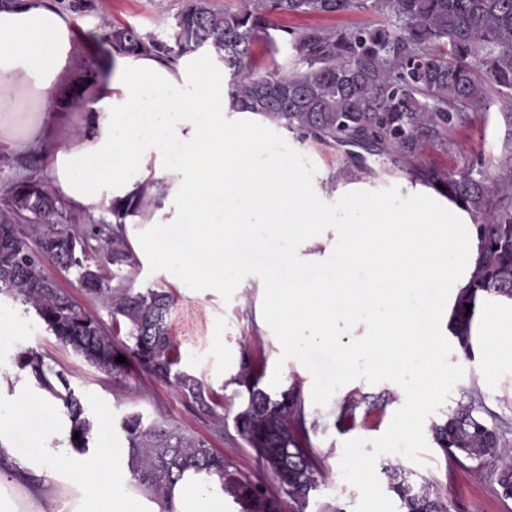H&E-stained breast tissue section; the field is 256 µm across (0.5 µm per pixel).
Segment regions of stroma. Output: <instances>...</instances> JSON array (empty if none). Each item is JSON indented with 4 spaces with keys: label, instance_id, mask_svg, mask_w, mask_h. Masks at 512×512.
Returning <instances> with one entry per match:
<instances>
[{
    "label": "stroma",
    "instance_id": "1",
    "mask_svg": "<svg viewBox=\"0 0 512 512\" xmlns=\"http://www.w3.org/2000/svg\"><path fill=\"white\" fill-rule=\"evenodd\" d=\"M59 11L80 23L78 34L89 53L108 54L106 38L115 25H130L144 33L168 30L182 10L184 0H50ZM512 139L497 110L486 121H475L466 133H448V149H427L426 157L458 172L483 160L494 165L504 144ZM265 156H283L297 167L325 183L343 162L340 151L316 143L299 142L285 128L266 127ZM44 160L36 155H19L0 146V202L9 187L23 179H43ZM370 207L385 206L399 212L412 211L418 204L405 175L388 174L368 179ZM46 272L104 330H111L112 315L103 298L87 295L73 274L55 266ZM112 292L162 288L174 301L170 333L180 355V366L201 378L213 391V412H198L190 398L175 388L143 373L111 376L96 370L70 347L57 340L35 312L22 302L0 298V377L17 375L14 359L18 352L37 349L70 381L79 396L93 429L89 444L105 443L111 450L115 468H123L128 441L123 419L138 414L144 425L179 428L187 437L202 439L221 452L230 470L262 483L272 493L281 487L275 474L258 459L254 450L238 435L234 418L246 397L244 380L268 387L274 365L281 353L257 323L256 297L238 289L215 295L203 292L197 282L175 279L174 270L160 259L148 260L134 254L130 265L100 269ZM452 364L464 367L465 375L456 384L443 408L432 415L440 422L458 404H472L478 415L504 430V442L512 447V375H505L496 387L483 383L480 366L459 353H451ZM282 388L296 390L301 407L288 420V427L300 448L311 457L317 472V488L306 503L285 500L286 512H352L358 491L343 481L339 469L342 446L354 437L374 438L388 428L395 411L403 404L402 389L385 381L375 385L363 380L343 386L327 407L311 401L312 378L295 360L287 361L282 372ZM502 461L497 457L470 459L446 455L429 444L421 463L398 455L379 457L377 473L396 468L412 480L434 482L450 512H512V499L501 498L496 484Z\"/></svg>",
    "mask_w": 512,
    "mask_h": 512
}]
</instances>
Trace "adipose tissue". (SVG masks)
<instances>
[{"instance_id":"ef3b65f1","label":"adipose tissue","mask_w":512,"mask_h":512,"mask_svg":"<svg viewBox=\"0 0 512 512\" xmlns=\"http://www.w3.org/2000/svg\"><path fill=\"white\" fill-rule=\"evenodd\" d=\"M76 24L46 0L0 7V143L39 152L56 193L95 218L149 186L148 209L125 220L130 239L169 254L183 279L211 270L207 289L236 282L242 250L265 251L257 297L287 320L283 348L344 334L372 356L374 370L415 372L428 396L441 382L432 361L454 333L457 296L480 259L467 210L422 184L408 213L368 207L359 182L340 185L328 203L287 160L257 162L263 141L243 138L244 122L225 120L224 80L209 65L153 54L97 58L77 41ZM90 67L104 78L63 128L52 94ZM172 224L191 225L194 244L168 250ZM425 281L440 298L422 313L410 297ZM469 336L486 375L512 367V296L478 297ZM16 432L0 416V512H223L206 474L187 473L165 501L120 496L108 448L81 452L66 434L58 445L24 448Z\"/></svg>"}]
</instances>
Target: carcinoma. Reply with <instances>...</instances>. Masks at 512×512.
Masks as SVG:
<instances>
[{
	"instance_id": "1",
	"label": "carcinoma",
	"mask_w": 512,
	"mask_h": 512,
	"mask_svg": "<svg viewBox=\"0 0 512 512\" xmlns=\"http://www.w3.org/2000/svg\"><path fill=\"white\" fill-rule=\"evenodd\" d=\"M377 13L383 22L351 28L306 27L301 30L274 23L275 15ZM277 31L288 45L286 62L261 71L253 64L254 45L263 39L275 46ZM108 40L118 55L152 53L171 61L208 52L228 71L231 109L248 111L283 127L305 143L344 148L347 159L332 174L339 181H360L402 173L423 183L466 210L482 216L477 225L480 263L469 288L455 304V325L462 347L468 346L479 294L512 296V146L496 159V175L483 161L461 173L429 164L427 148L448 151V129L468 128L491 107L488 90L512 125V0H241L239 7L219 11L209 0H186L164 36L141 34L129 25H114ZM150 198L148 187L118 203L112 213L119 223L142 213ZM62 205L41 181L14 183L0 210V296L20 300L64 344L93 367L110 375H125L131 367L176 388L191 398L202 414L212 413L211 390L179 367L169 332L173 296L163 288L119 293L105 291L103 277H88L96 255L84 253L71 263L69 231L59 225ZM39 224L43 232L34 244L17 224ZM103 259L114 266L131 264L122 241L110 231ZM73 270L90 295L102 296L113 318L123 322L127 361L116 362L117 348L97 319L78 305L45 273L46 264ZM21 370L31 369L37 382L62 403L72 422L76 448H88L89 423L69 380L55 373V389L43 370L42 354L35 350L16 359ZM245 409L235 417L239 436L267 441L260 459L281 476L288 468L283 492L295 501L308 498L316 486L312 460L298 448L288 431V416L297 411L293 393L272 394L246 384ZM129 442L128 457L139 487L157 495L166 493L188 471L217 477L219 487L241 507V512H284L280 496L230 471L219 454L203 440H193L174 428L145 426L138 415L123 421ZM501 430L461 406L433 426V439L445 452L470 458L501 455ZM389 491L401 512H447L433 489L424 482L421 494L410 489L404 474L387 473ZM501 496L512 498V462L497 477Z\"/></svg>"
}]
</instances>
